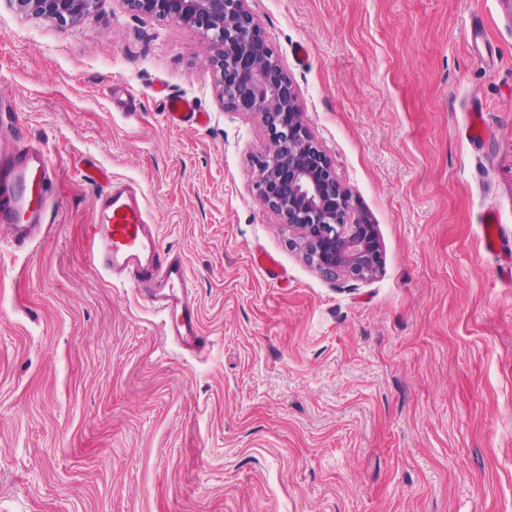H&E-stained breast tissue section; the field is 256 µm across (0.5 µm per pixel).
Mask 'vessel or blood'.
Returning a JSON list of instances; mask_svg holds the SVG:
<instances>
[{
    "mask_svg": "<svg viewBox=\"0 0 512 512\" xmlns=\"http://www.w3.org/2000/svg\"><path fill=\"white\" fill-rule=\"evenodd\" d=\"M164 110L173 124L199 121L192 103L170 98ZM0 228L17 245H29L47 229L44 215L51 204L52 172L47 152L39 146L0 154ZM96 220L86 232L87 260L96 270L121 276L142 290L153 307L171 314L167 335L195 351L202 341L191 280L183 258L163 248L150 222L144 196L134 183L107 179L96 203Z\"/></svg>",
    "mask_w": 512,
    "mask_h": 512,
    "instance_id": "obj_1",
    "label": "vessel or blood"
}]
</instances>
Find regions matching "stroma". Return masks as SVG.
Listing matches in <instances>:
<instances>
[{
  "label": "stroma",
  "instance_id": "1",
  "mask_svg": "<svg viewBox=\"0 0 512 512\" xmlns=\"http://www.w3.org/2000/svg\"><path fill=\"white\" fill-rule=\"evenodd\" d=\"M248 6L383 268L328 276L290 244L256 197L268 133L218 100L201 31L0 0V94L53 168L40 241L0 236V512H512V285L484 223L512 246V0ZM169 95L206 123L170 124ZM102 171L182 253L201 355L89 265ZM101 0H10L20 14H34L44 20L78 24L94 12Z\"/></svg>",
  "mask_w": 512,
  "mask_h": 512
}]
</instances>
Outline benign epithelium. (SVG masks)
I'll return each mask as SVG.
<instances>
[{
    "label": "benign epithelium",
    "mask_w": 512,
    "mask_h": 512,
    "mask_svg": "<svg viewBox=\"0 0 512 512\" xmlns=\"http://www.w3.org/2000/svg\"><path fill=\"white\" fill-rule=\"evenodd\" d=\"M147 17L202 30L216 47L214 70L224 107L260 116L271 147L255 183L261 204L295 235L305 260L332 274L367 280L383 267L377 225L359 209L331 159L303 123L297 88L267 44L248 0H123ZM20 14L77 24L100 0H10Z\"/></svg>",
    "instance_id": "1"
}]
</instances>
